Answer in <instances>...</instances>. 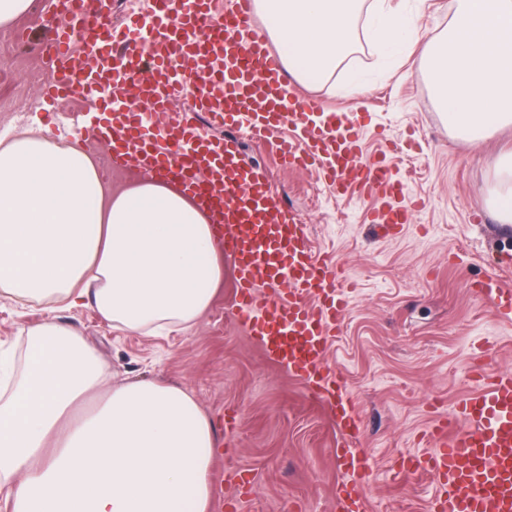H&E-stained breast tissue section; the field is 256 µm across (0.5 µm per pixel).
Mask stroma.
I'll use <instances>...</instances> for the list:
<instances>
[{"instance_id":"1","label":"stroma","mask_w":512,"mask_h":512,"mask_svg":"<svg viewBox=\"0 0 512 512\" xmlns=\"http://www.w3.org/2000/svg\"><path fill=\"white\" fill-rule=\"evenodd\" d=\"M417 17L419 45L392 60L357 40L326 85L297 80L298 94L322 107L362 115L364 157L390 146L393 167L417 202L413 221L385 236L369 222L373 198L336 193L316 173L281 167L270 149L244 137L241 152L264 170L270 184L310 229L317 255L331 257L350 279L342 333L326 355L344 379L364 424L360 446L374 459L367 486L370 512H429L432 478L397 476L401 452H424L423 437L457 401L476 388L475 367L512 371V321L476 302L473 283L497 275L512 287V228L488 209L492 162L512 147V129L476 144L452 136L438 114L421 44L447 25L452 0H386ZM54 0H35L33 12L0 28V129L10 134L40 123L69 141L75 114L104 109V100L78 95L47 111L38 44L51 32ZM26 30L25 43L14 34ZM368 83L349 95L351 74ZM53 317L76 329L112 368V380L157 379L194 391L217 424L212 512H336V424L306 395L303 383L269 361L236 324L230 288L187 334L143 336L112 330L92 307L51 312L23 307L0 295V346L14 344L20 329ZM237 428L227 430L226 412ZM229 468L249 471L250 496L239 497L225 478Z\"/></svg>"}]
</instances>
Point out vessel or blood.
<instances>
[{"label":"vessel or blood","instance_id":"b4317fda","mask_svg":"<svg viewBox=\"0 0 512 512\" xmlns=\"http://www.w3.org/2000/svg\"><path fill=\"white\" fill-rule=\"evenodd\" d=\"M57 2L61 21L39 45L44 103L108 91L110 111L83 113L77 124L107 144L109 166L174 181L209 214L232 264L235 320L338 425L337 512H368L372 462L358 446L362 418L341 376L324 365L348 305L343 273L313 251L306 225L246 163L238 135L266 140L283 123L299 128L298 139L278 141L284 165L317 169L337 195L377 196L372 221L389 234L413 217L403 179L386 156L362 159L360 129L348 113L318 114L306 96L283 98L286 73L252 0H227L220 14L212 0H152L149 14H132L121 28L112 24V0ZM78 31L83 47L76 50ZM185 55L196 58L195 70L181 69ZM131 86L136 107L125 98ZM187 91L193 112L171 110ZM211 126L224 136L208 134ZM472 294L512 318V288L499 279L474 284ZM430 437L427 451L401 453L399 472L435 479L431 512H512V373L487 375Z\"/></svg>","mask_w":512,"mask_h":512}]
</instances>
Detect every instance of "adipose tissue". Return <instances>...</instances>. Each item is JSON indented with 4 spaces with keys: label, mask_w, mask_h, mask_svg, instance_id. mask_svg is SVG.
Masks as SVG:
<instances>
[{
    "label": "adipose tissue",
    "mask_w": 512,
    "mask_h": 512,
    "mask_svg": "<svg viewBox=\"0 0 512 512\" xmlns=\"http://www.w3.org/2000/svg\"><path fill=\"white\" fill-rule=\"evenodd\" d=\"M287 74L324 83L357 34L387 50L412 14L383 0H254ZM487 204L512 224V151L493 161ZM224 282L209 218L146 175L114 188L95 160L33 125L0 138V292L51 309L93 306L114 329L190 330ZM22 358L0 349V488L11 512H209L216 425L195 393L156 380L110 385V365L49 319ZM96 407L77 413V405Z\"/></svg>",
    "instance_id": "obj_1"
}]
</instances>
